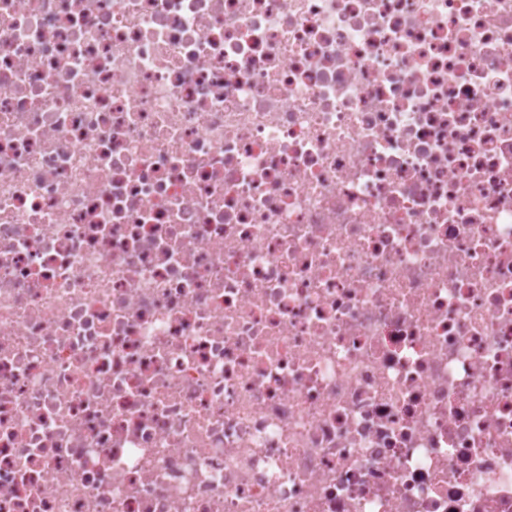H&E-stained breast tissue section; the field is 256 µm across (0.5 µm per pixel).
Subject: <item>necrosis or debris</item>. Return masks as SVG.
<instances>
[{
    "label": "necrosis or debris",
    "instance_id": "obj_1",
    "mask_svg": "<svg viewBox=\"0 0 512 512\" xmlns=\"http://www.w3.org/2000/svg\"><path fill=\"white\" fill-rule=\"evenodd\" d=\"M0 512H512V0H0Z\"/></svg>",
    "mask_w": 512,
    "mask_h": 512
}]
</instances>
